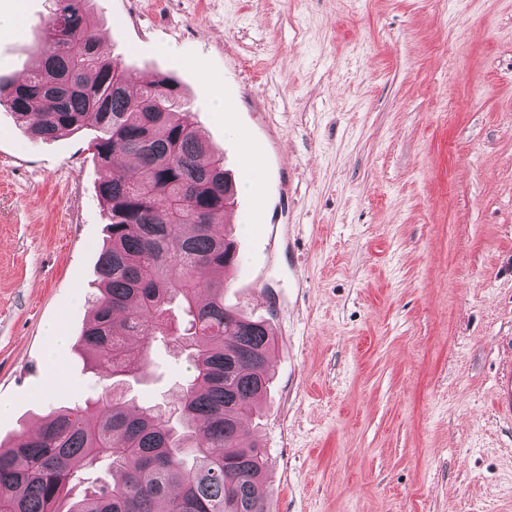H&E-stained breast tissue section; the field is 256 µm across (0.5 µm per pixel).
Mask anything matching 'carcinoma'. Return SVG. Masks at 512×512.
<instances>
[{
    "label": "carcinoma",
    "instance_id": "1",
    "mask_svg": "<svg viewBox=\"0 0 512 512\" xmlns=\"http://www.w3.org/2000/svg\"><path fill=\"white\" fill-rule=\"evenodd\" d=\"M91 2L53 0L36 63L22 82L0 80V106L41 139L96 132L88 148L105 171L109 223L80 343L112 383L0 444V512H268L267 460L241 424L270 385L275 339L266 321L224 305L232 182L173 78L138 83L100 51ZM130 336L142 337L135 353ZM156 341L193 366L173 420L126 388L149 374ZM101 468L112 482L89 481Z\"/></svg>",
    "mask_w": 512,
    "mask_h": 512
}]
</instances>
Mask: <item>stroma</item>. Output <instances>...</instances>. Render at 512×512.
Masks as SVG:
<instances>
[{
    "mask_svg": "<svg viewBox=\"0 0 512 512\" xmlns=\"http://www.w3.org/2000/svg\"><path fill=\"white\" fill-rule=\"evenodd\" d=\"M19 5L7 81L51 8L0 13ZM94 20L104 55L177 80L236 184L224 302L275 333L245 424L270 512H512V0H94ZM91 137L0 108L6 444L110 382L77 346L107 239ZM151 357L129 395L173 407L192 368Z\"/></svg>",
    "mask_w": 512,
    "mask_h": 512,
    "instance_id": "stroma-1",
    "label": "stroma"
}]
</instances>
